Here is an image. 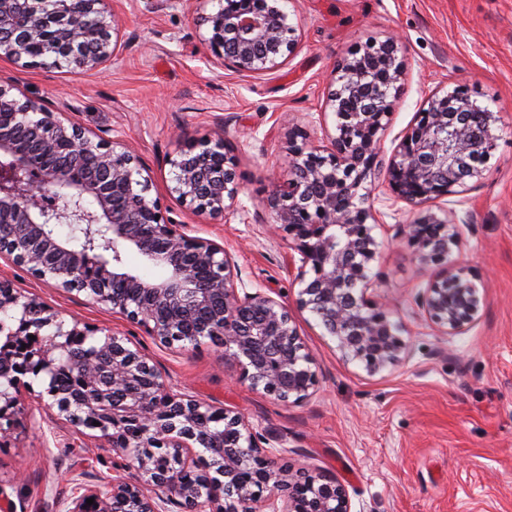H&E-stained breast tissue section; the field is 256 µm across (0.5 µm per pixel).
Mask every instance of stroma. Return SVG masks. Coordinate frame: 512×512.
<instances>
[{
    "mask_svg": "<svg viewBox=\"0 0 512 512\" xmlns=\"http://www.w3.org/2000/svg\"><path fill=\"white\" fill-rule=\"evenodd\" d=\"M119 17L121 48L103 73L24 69L0 61V82L20 99L108 141L128 144L148 168L160 199L189 235L224 244L247 290L292 302L288 244L269 232L265 205L287 170V129L321 145L334 132L325 110L336 60L367 40L395 37L404 62L402 93L383 134L392 154L433 93L465 86L499 118L497 147L480 180L438 201L463 226L452 263L476 272L485 289L479 319L448 336L418 301L432 273L392 242L417 211L376 188L379 257L373 293L391 311L409 350L400 367L370 376L345 363L336 342L307 312L299 331L319 366L316 394L283 403L251 390L210 340L165 348L137 325L84 294L8 272L20 292L39 295L66 323L108 328L139 343L165 378L191 395L238 412L284 447L296 465L342 481L353 512H512V0H286L298 28L295 52L277 69L241 74L208 61L200 41L201 0H107ZM223 131L243 184L236 211L220 223L193 214L168 192L170 158L189 142ZM25 412L37 429L0 437V495L17 512H57L78 483L111 475L127 459L109 443L75 434L35 399Z\"/></svg>",
    "mask_w": 512,
    "mask_h": 512,
    "instance_id": "35a3bbf8",
    "label": "stroma"
}]
</instances>
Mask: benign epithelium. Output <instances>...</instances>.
Here are the masks:
<instances>
[{
  "label": "benign epithelium",
  "instance_id": "obj_1",
  "mask_svg": "<svg viewBox=\"0 0 512 512\" xmlns=\"http://www.w3.org/2000/svg\"><path fill=\"white\" fill-rule=\"evenodd\" d=\"M45 4L0 0V60L55 69L73 62L98 72L117 56L119 21L105 0ZM199 22L209 57L237 73L271 71L298 44L281 0H218ZM402 75L397 41L370 40L334 65L329 143L316 146L303 129L288 128V172L267 204L274 232L291 250L299 285L291 306L239 289L224 245L190 236L187 225L164 215L148 196L149 170L128 146L95 139L2 83L0 260L51 288L84 293L163 346L220 342L224 364L282 402L304 401L319 385L296 309L316 317L345 363L370 376L391 370L405 361L407 344L387 305L370 293L379 242L368 180L382 177L394 197L418 209L395 237L434 271L421 298L426 318L459 335L479 318L484 288L475 273L449 264L464 246L461 225L431 204L482 177L497 122L465 87L437 92L385 161L381 136ZM170 166L169 190L182 206L216 220L234 211L243 187L223 133L186 145ZM61 224L79 227L86 244L59 236ZM127 250L166 276L148 280L128 269ZM37 381L43 390H34ZM26 394L129 459L127 469L78 485L59 512H352L339 479L294 468L243 416L170 384L128 338L78 321L68 326L0 276V435L21 426ZM203 451L211 462L198 481H184Z\"/></svg>",
  "mask_w": 512,
  "mask_h": 512
}]
</instances>
